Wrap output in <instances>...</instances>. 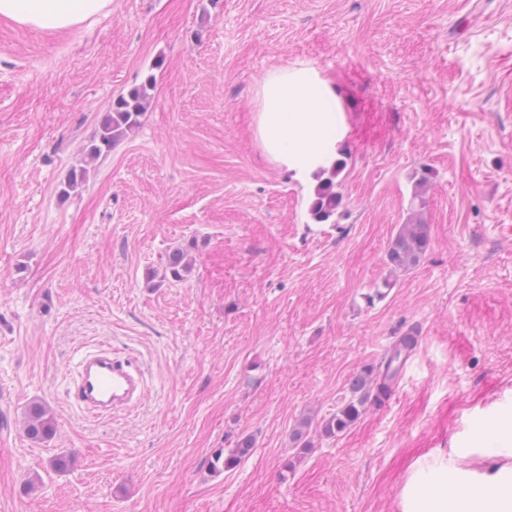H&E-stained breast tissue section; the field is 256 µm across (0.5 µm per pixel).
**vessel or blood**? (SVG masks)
Instances as JSON below:
<instances>
[{
	"instance_id": "b4317fda",
	"label": "vessel or blood",
	"mask_w": 512,
	"mask_h": 512,
	"mask_svg": "<svg viewBox=\"0 0 512 512\" xmlns=\"http://www.w3.org/2000/svg\"><path fill=\"white\" fill-rule=\"evenodd\" d=\"M143 391L144 375L137 362L104 346L79 354L68 387L76 405L94 417L134 406Z\"/></svg>"
}]
</instances>
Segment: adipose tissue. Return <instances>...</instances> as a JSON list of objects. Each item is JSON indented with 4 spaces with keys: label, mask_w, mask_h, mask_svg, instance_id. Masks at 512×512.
I'll return each mask as SVG.
<instances>
[{
    "label": "adipose tissue",
    "mask_w": 512,
    "mask_h": 512,
    "mask_svg": "<svg viewBox=\"0 0 512 512\" xmlns=\"http://www.w3.org/2000/svg\"><path fill=\"white\" fill-rule=\"evenodd\" d=\"M112 0H0V17L32 29H74L109 11ZM333 93L314 68L270 71L260 86L259 143L279 167L301 175L329 166L346 134L323 101ZM468 465L444 454L412 463L398 498L401 512H512V420L482 431Z\"/></svg>",
    "instance_id": "adipose-tissue-1"
}]
</instances>
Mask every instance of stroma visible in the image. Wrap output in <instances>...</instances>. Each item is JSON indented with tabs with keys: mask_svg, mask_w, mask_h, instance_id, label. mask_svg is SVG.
I'll use <instances>...</instances> for the list:
<instances>
[{
	"mask_svg": "<svg viewBox=\"0 0 512 512\" xmlns=\"http://www.w3.org/2000/svg\"><path fill=\"white\" fill-rule=\"evenodd\" d=\"M298 62L347 129L332 223L313 224V180L256 136L260 82ZM150 75L140 126L62 194L102 113ZM423 176L430 248L394 274ZM177 247L183 279L147 281ZM408 333L386 402L295 449L294 424L335 413ZM99 344L138 361L145 393L92 418L66 386L74 351ZM34 401L56 424L41 443L24 433ZM510 417L512 0H112L77 30L0 19V512H399L416 457L469 453ZM242 436L251 453L211 476V451Z\"/></svg>",
	"mask_w": 512,
	"mask_h": 512,
	"instance_id": "obj_1",
	"label": "stroma"
}]
</instances>
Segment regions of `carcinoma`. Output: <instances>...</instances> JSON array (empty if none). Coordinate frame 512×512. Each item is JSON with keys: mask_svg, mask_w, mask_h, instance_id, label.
I'll list each match as a JSON object with an SVG mask.
<instances>
[{"mask_svg": "<svg viewBox=\"0 0 512 512\" xmlns=\"http://www.w3.org/2000/svg\"><path fill=\"white\" fill-rule=\"evenodd\" d=\"M154 77L148 76L138 86L119 95L111 109L104 113L98 123L96 135L88 147V155L96 156L108 153L127 133L138 128L145 105L150 98ZM342 159L334 161L328 167L316 171L317 184L310 203V215L317 223H324L336 216L342 205V196L336 190V179L345 168ZM427 181L421 179L411 194L409 222L401 225L392 239L386 253V262L394 272H405L417 266L430 246L429 225L422 218L426 205ZM190 268L188 255L176 249L168 254L161 278L178 281ZM388 381L373 376L369 370H362L350 382V396L336 409V412L318 422L305 417L292 430V442L297 448L309 446L308 436L311 428L316 427L327 437H337L345 433L366 411L369 403L377 401L387 390ZM55 430V421L50 410L40 402L31 403L26 410L25 431L29 439L40 441L50 437ZM253 448L250 437L236 441L235 447L224 456V468L230 469L246 457Z\"/></svg>", "mask_w": 512, "mask_h": 512, "instance_id": "obj_1", "label": "carcinoma"}]
</instances>
